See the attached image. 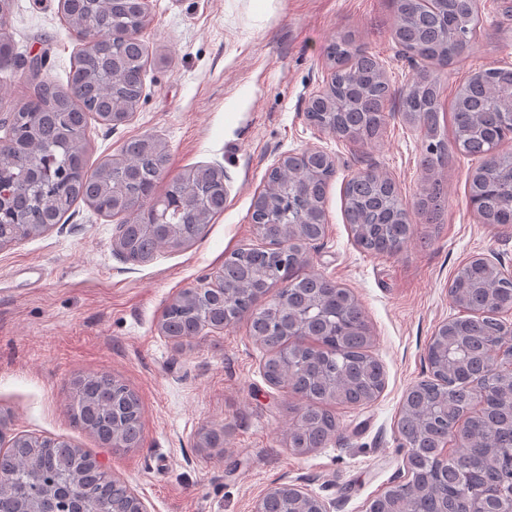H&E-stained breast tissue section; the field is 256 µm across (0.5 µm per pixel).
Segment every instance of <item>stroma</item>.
<instances>
[{
    "instance_id": "obj_1",
    "label": "stroma",
    "mask_w": 512,
    "mask_h": 512,
    "mask_svg": "<svg viewBox=\"0 0 512 512\" xmlns=\"http://www.w3.org/2000/svg\"><path fill=\"white\" fill-rule=\"evenodd\" d=\"M143 37L150 61L132 119H89L87 162L96 168L131 140L164 141V181L185 168H224V211L179 249L128 264L114 250L121 219L76 202L41 235L0 247V411L16 434L53 436L94 453L148 512H252L276 483L295 484L332 503V512H367L398 482L405 452L397 422L406 390L430 375L425 349L454 312L448 288L476 256L512 273V225L483 223L468 196L473 157L436 168L448 193L437 221L412 214L413 233L393 254L359 248L344 216L343 189L370 168L413 200L426 152L424 134L387 105L377 138L350 143L306 118L326 89L327 45L348 34L382 65L392 97L413 70L393 38L394 0H149ZM484 32L472 53L442 68L441 114L475 68L512 69V0H479ZM7 29L17 52L43 55L45 78L65 81L78 43L58 0H16ZM318 148L335 161L326 193L324 236L308 245L302 274L349 289L374 338L386 377L366 405H332L338 434L299 453L288 444L301 397L263 377L266 350L248 319L175 340L163 335L165 308L184 289L224 266L233 250L259 244L250 204L284 155ZM106 373L138 396V447L107 449L71 421L74 383ZM219 448L203 447L207 432Z\"/></svg>"
}]
</instances>
